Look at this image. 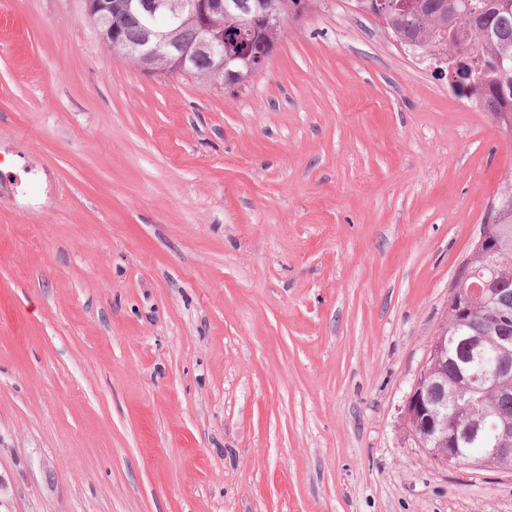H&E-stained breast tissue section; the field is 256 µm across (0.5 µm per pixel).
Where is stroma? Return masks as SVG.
Instances as JSON below:
<instances>
[{
  "label": "stroma",
  "instance_id": "35a3bbf8",
  "mask_svg": "<svg viewBox=\"0 0 512 512\" xmlns=\"http://www.w3.org/2000/svg\"><path fill=\"white\" fill-rule=\"evenodd\" d=\"M511 173L351 0L235 95L0 0V512H512L400 419Z\"/></svg>",
  "mask_w": 512,
  "mask_h": 512
}]
</instances>
